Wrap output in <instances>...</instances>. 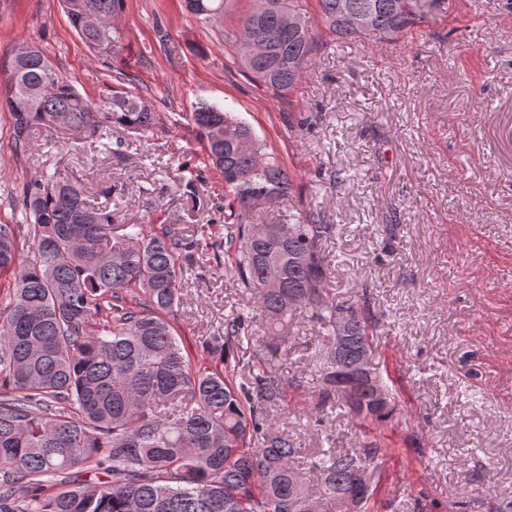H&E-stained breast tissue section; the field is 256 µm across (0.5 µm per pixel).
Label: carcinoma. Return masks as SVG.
Segmentation results:
<instances>
[{
  "mask_svg": "<svg viewBox=\"0 0 512 512\" xmlns=\"http://www.w3.org/2000/svg\"><path fill=\"white\" fill-rule=\"evenodd\" d=\"M185 10L221 23L226 0H183ZM74 30L94 50L102 38L123 49L115 26L123 0H61ZM330 36L393 42L422 24L440 0H317ZM369 16L364 31L352 15ZM286 0H258L224 44L257 84L277 97L293 90L318 49L299 19L289 27ZM0 110L11 118L15 149L30 146L36 128L64 119L73 134L119 125L141 133L157 115L147 101L114 91L94 103L59 76L37 48L10 52L0 70ZM204 162L224 179V238L210 225L184 235L170 225L116 224L107 205L90 201L78 181L34 175L21 189L29 249L20 224H0V276H10L0 305V512H327L355 488L373 496L375 443L359 451L324 449L306 467L294 442L273 427L269 410L288 402L272 370L298 310L331 327L319 362L323 386L315 410L334 403L380 427L394 409L374 355L375 323L362 305L345 306L325 283L332 259L324 242L337 225L314 211L289 224H244L236 205L273 203L293 180L250 126L217 103L192 113ZM213 251L242 287L253 288L265 340L247 362L251 381L236 385L231 352L252 339L249 317L224 319L206 358L192 363L167 320L179 302L185 271ZM342 341H336V337ZM81 466L106 480L72 476ZM317 476L312 485L308 475Z\"/></svg>",
  "mask_w": 512,
  "mask_h": 512,
  "instance_id": "carcinoma-1",
  "label": "carcinoma"
}]
</instances>
